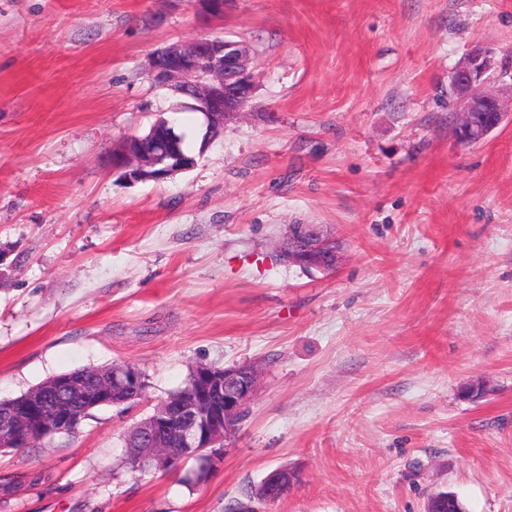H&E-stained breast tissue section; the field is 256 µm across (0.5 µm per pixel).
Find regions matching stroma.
<instances>
[{"mask_svg":"<svg viewBox=\"0 0 512 512\" xmlns=\"http://www.w3.org/2000/svg\"><path fill=\"white\" fill-rule=\"evenodd\" d=\"M202 35L257 76L209 142L148 76ZM477 43L512 93V0H0V398L114 362L148 382L0 452V479L46 478L0 512H512V124L459 142L448 82ZM161 119L195 166L114 173ZM292 224L333 273L280 258ZM201 364L261 370L222 464L132 469L128 431ZM279 467L297 483L254 499Z\"/></svg>","mask_w":512,"mask_h":512,"instance_id":"35a3bbf8","label":"stroma"}]
</instances>
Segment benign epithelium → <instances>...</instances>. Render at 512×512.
Returning <instances> with one entry per match:
<instances>
[{"instance_id": "benign-epithelium-1", "label": "benign epithelium", "mask_w": 512, "mask_h": 512, "mask_svg": "<svg viewBox=\"0 0 512 512\" xmlns=\"http://www.w3.org/2000/svg\"><path fill=\"white\" fill-rule=\"evenodd\" d=\"M491 52L473 46L450 74L455 95L456 138L477 143L504 121L512 122V97L485 90L492 70ZM150 80L198 103L206 130L224 127V121L245 109L253 97L256 76L250 49L243 41L198 37L172 43L153 53ZM191 168L179 151L170 122L155 123L142 135L123 140L115 152L112 170L133 181L170 178ZM280 252L290 265L330 273L340 263L334 242L314 224L296 227ZM121 383H112L92 371L81 378L57 376L48 386L0 412V442L37 446L48 436L77 431L80 415L72 404L89 395L100 404L119 407L145 392L143 375L129 365L118 370ZM261 371L254 365L194 369L185 396H169L154 412L130 429V464L136 470L167 472L187 456H202L208 471L219 467L223 448L239 430L256 394Z\"/></svg>"}]
</instances>
